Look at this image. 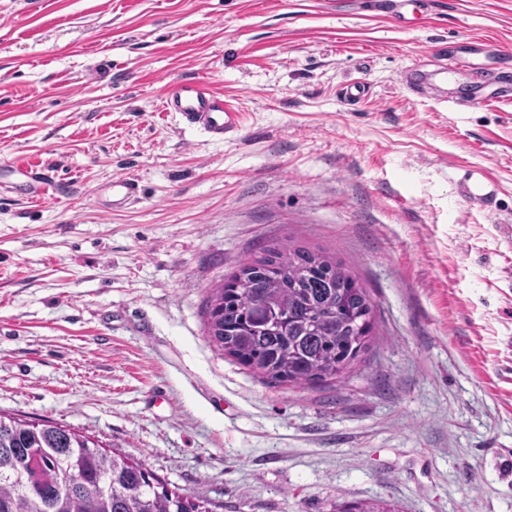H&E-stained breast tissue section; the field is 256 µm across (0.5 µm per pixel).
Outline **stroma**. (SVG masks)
Instances as JSON below:
<instances>
[{"label":"stroma","mask_w":512,"mask_h":512,"mask_svg":"<svg viewBox=\"0 0 512 512\" xmlns=\"http://www.w3.org/2000/svg\"><path fill=\"white\" fill-rule=\"evenodd\" d=\"M465 69L437 91L407 67ZM512 0H0V412L97 435L218 512H512ZM205 82L222 140L163 108ZM364 85L357 103L347 85ZM483 166L499 209L452 180ZM138 198L112 208V182ZM279 244L366 289L338 381L272 383L209 333L208 299ZM15 167L22 169L27 178L23 184L16 186L18 193L27 200L57 199L63 195V187L56 181L50 168L29 163H19ZM353 504V505H349ZM337 512H399L396 505L383 499H373L367 502L343 503Z\"/></svg>","instance_id":"35a3bbf8"}]
</instances>
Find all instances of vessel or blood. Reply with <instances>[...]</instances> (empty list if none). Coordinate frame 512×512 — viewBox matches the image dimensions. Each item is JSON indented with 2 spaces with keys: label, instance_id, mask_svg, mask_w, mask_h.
<instances>
[{
  "label": "vessel or blood",
  "instance_id": "obj_1",
  "mask_svg": "<svg viewBox=\"0 0 512 512\" xmlns=\"http://www.w3.org/2000/svg\"><path fill=\"white\" fill-rule=\"evenodd\" d=\"M164 109L176 113L184 123L198 127L217 139L234 134L240 125V115L228 101L207 91L195 81L169 86ZM22 169L26 180L17 187L20 195L31 201L62 196L63 188L50 168L26 163ZM454 187L456 195L470 206L487 212L496 210L500 186L485 167L461 169L454 180ZM137 197L135 180L127 177L113 180V206L126 205Z\"/></svg>",
  "mask_w": 512,
  "mask_h": 512
}]
</instances>
